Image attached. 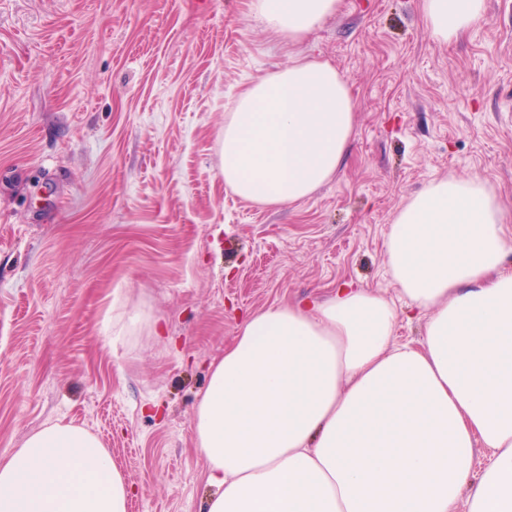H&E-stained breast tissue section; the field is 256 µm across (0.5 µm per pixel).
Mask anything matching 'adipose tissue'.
I'll use <instances>...</instances> for the list:
<instances>
[{
	"mask_svg": "<svg viewBox=\"0 0 512 512\" xmlns=\"http://www.w3.org/2000/svg\"><path fill=\"white\" fill-rule=\"evenodd\" d=\"M340 0H248L272 37L299 45ZM433 37L458 38L484 0H421ZM356 130L331 64L294 55L224 116V185L275 206L339 171ZM389 273L419 344L393 340L384 295L329 297L248 315L209 368L194 417L207 462L201 512H512V228L479 178L431 182L397 213ZM100 441L53 423L0 459V512H127Z\"/></svg>",
	"mask_w": 512,
	"mask_h": 512,
	"instance_id": "adipose-tissue-1",
	"label": "adipose tissue"
}]
</instances>
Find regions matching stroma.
Masks as SVG:
<instances>
[{"instance_id": "obj_1", "label": "stroma", "mask_w": 512, "mask_h": 512, "mask_svg": "<svg viewBox=\"0 0 512 512\" xmlns=\"http://www.w3.org/2000/svg\"><path fill=\"white\" fill-rule=\"evenodd\" d=\"M356 95L345 161L277 206L224 186V115L289 62L247 0H0V458L96 435L128 512H200L194 406L251 312L351 280L431 181L512 209V0L448 43L420 0H340L300 45Z\"/></svg>"}]
</instances>
